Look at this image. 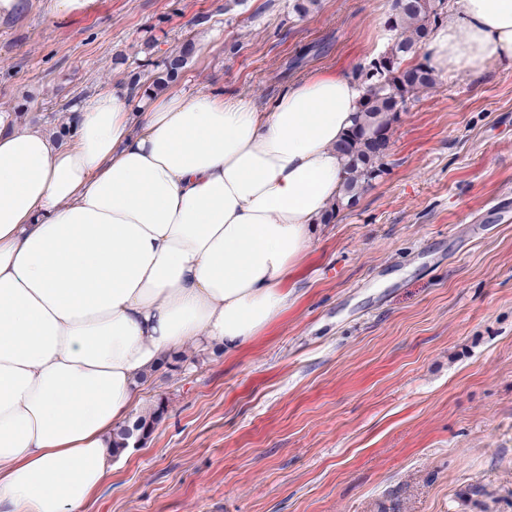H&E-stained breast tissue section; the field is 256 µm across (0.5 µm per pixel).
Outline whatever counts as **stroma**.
<instances>
[{"mask_svg":"<svg viewBox=\"0 0 512 512\" xmlns=\"http://www.w3.org/2000/svg\"><path fill=\"white\" fill-rule=\"evenodd\" d=\"M93 0L0 19V115L60 107L208 36L175 82L269 106L377 57L393 0ZM287 310L238 352L155 376L163 420L84 512H512V61L439 77L388 169L317 225ZM43 7L51 17L68 15L87 9L93 0H43Z\"/></svg>","mask_w":512,"mask_h":512,"instance_id":"1","label":"stroma"}]
</instances>
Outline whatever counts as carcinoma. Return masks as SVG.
<instances>
[{"mask_svg":"<svg viewBox=\"0 0 512 512\" xmlns=\"http://www.w3.org/2000/svg\"><path fill=\"white\" fill-rule=\"evenodd\" d=\"M446 0H394V13L387 21L391 32L387 50L372 59L357 74L363 96L351 134L338 144L346 157L339 194L325 218L336 217L341 209L352 206L385 173L392 125L401 108L431 93L437 85L433 69L424 63H412L439 22L448 17ZM195 54L194 38H185L163 62V71L148 84L134 77L131 89L142 95L164 89L175 82ZM167 405L160 398L136 416L131 426L116 433L113 448L126 447V439L137 435L149 438L155 431Z\"/></svg>","mask_w":512,"mask_h":512,"instance_id":"1","label":"carcinoma"}]
</instances>
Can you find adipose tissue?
<instances>
[{
	"mask_svg": "<svg viewBox=\"0 0 512 512\" xmlns=\"http://www.w3.org/2000/svg\"><path fill=\"white\" fill-rule=\"evenodd\" d=\"M430 57L512 61V0H456ZM361 95L341 72L268 107L115 85L61 142L0 118V512H83L142 377L190 341L235 353L285 312Z\"/></svg>",
	"mask_w": 512,
	"mask_h": 512,
	"instance_id": "ef3b65f1",
	"label": "adipose tissue"
}]
</instances>
